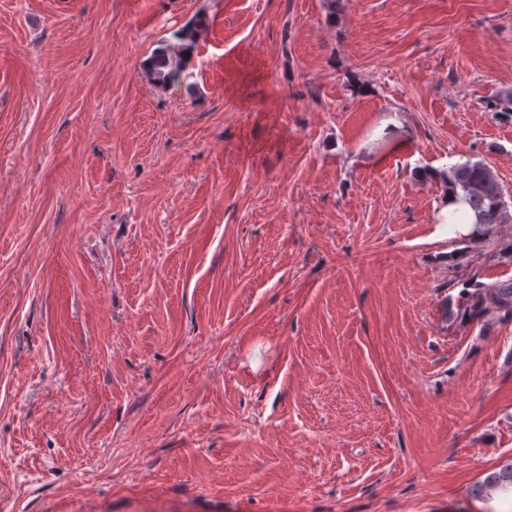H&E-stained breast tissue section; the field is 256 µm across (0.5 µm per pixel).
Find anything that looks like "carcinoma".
Returning a JSON list of instances; mask_svg holds the SVG:
<instances>
[{
  "label": "carcinoma",
  "instance_id": "obj_1",
  "mask_svg": "<svg viewBox=\"0 0 512 512\" xmlns=\"http://www.w3.org/2000/svg\"><path fill=\"white\" fill-rule=\"evenodd\" d=\"M206 28V19L199 16L178 29L170 40L162 41L146 60L145 68L152 82L161 88H194L189 82L192 57L200 33ZM489 112L512 120V93L505 99H493L486 105ZM447 192L460 190L475 213L476 226L486 237L498 235L499 226L512 224V197L506 198L490 167L483 161L466 160L448 169L442 176ZM470 293V313L477 318L512 319V282L486 287L467 283ZM474 498L490 502L496 496H512V461L488 473L471 488Z\"/></svg>",
  "mask_w": 512,
  "mask_h": 512
}]
</instances>
